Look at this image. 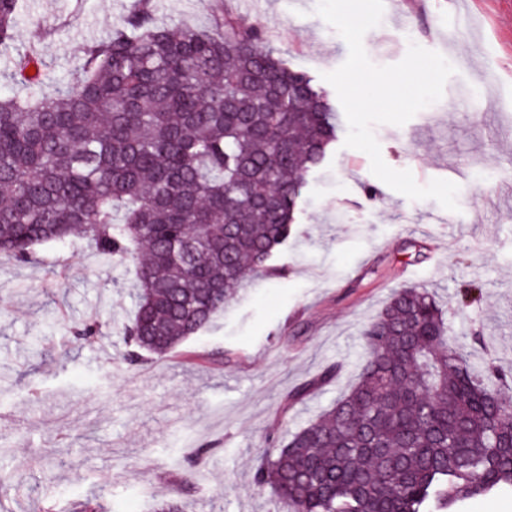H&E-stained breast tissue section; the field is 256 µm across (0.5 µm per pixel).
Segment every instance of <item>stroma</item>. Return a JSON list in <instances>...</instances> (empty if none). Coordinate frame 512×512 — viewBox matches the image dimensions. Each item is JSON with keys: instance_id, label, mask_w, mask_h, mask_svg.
I'll list each match as a JSON object with an SVG mask.
<instances>
[{"instance_id": "obj_1", "label": "stroma", "mask_w": 512, "mask_h": 512, "mask_svg": "<svg viewBox=\"0 0 512 512\" xmlns=\"http://www.w3.org/2000/svg\"><path fill=\"white\" fill-rule=\"evenodd\" d=\"M154 0L159 22L212 27L220 8L258 29L289 66L322 83L347 59L344 39L310 0ZM131 0H26L16 52L37 49L48 81L79 80L85 44L104 39ZM467 28L437 43L453 10ZM444 55L456 72L442 98L401 126L374 134L385 163L419 185H459L460 221L433 223L438 202L414 201L370 170L362 151L335 142L306 178L302 207L274 271L249 284L206 329L165 358L130 365L119 328L135 310L133 264L101 260L78 240L45 243L35 260L0 256V503L73 512L107 489L114 512H151L175 499L185 512H280L253 486L270 435L293 434L353 381L360 330L391 293L435 291L450 341L483 350L512 370V0H384L363 38L372 63L401 61L410 44ZM482 296L458 305L461 289ZM102 323L92 344L71 326ZM339 376L305 399L288 394L322 369ZM205 477L186 484L195 449Z\"/></svg>"}]
</instances>
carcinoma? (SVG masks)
I'll return each mask as SVG.
<instances>
[{"label":"carcinoma","mask_w":512,"mask_h":512,"mask_svg":"<svg viewBox=\"0 0 512 512\" xmlns=\"http://www.w3.org/2000/svg\"><path fill=\"white\" fill-rule=\"evenodd\" d=\"M22 0H0V49ZM24 54L9 82L43 87ZM82 78L49 94L0 97V253L80 236L137 268L123 356L164 357L267 276L309 172L342 130L314 80L288 67L231 12L215 29L156 22L153 0L82 47ZM102 325L74 339L92 343ZM428 290L405 287L363 328L355 381L329 408L269 439L253 482L282 512H460L512 488L504 372L448 341ZM329 365L288 401L332 381Z\"/></svg>","instance_id":"carcinoma-1"}]
</instances>
